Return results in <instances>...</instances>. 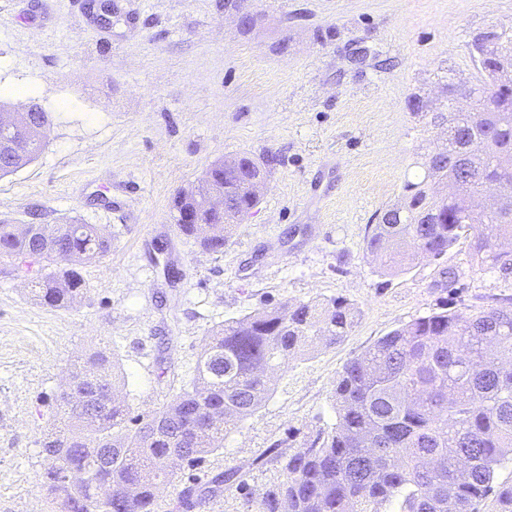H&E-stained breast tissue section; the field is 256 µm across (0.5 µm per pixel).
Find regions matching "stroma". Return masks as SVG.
<instances>
[{
	"label": "stroma",
	"instance_id": "1",
	"mask_svg": "<svg viewBox=\"0 0 512 512\" xmlns=\"http://www.w3.org/2000/svg\"><path fill=\"white\" fill-rule=\"evenodd\" d=\"M225 2L0 0V106L51 117L39 157L0 177V220H73L112 240L78 265L86 288L67 309L31 286L63 261L0 260V512H50L42 443L89 353L113 360L119 398L146 416L186 388L224 321L285 301L355 303L344 341L289 359L270 398L159 497L173 512L182 489L234 469L241 488L207 512H258L262 488L284 478L258 457L333 427L349 360L418 317L512 298V272L478 264L465 240L395 277L364 252L369 226L426 175L443 133L433 113L467 108L448 87L476 82L474 37L512 35V0ZM241 152L272 158L265 188L223 251L205 250L178 231L172 199ZM448 267L453 291L438 285Z\"/></svg>",
	"mask_w": 512,
	"mask_h": 512
}]
</instances>
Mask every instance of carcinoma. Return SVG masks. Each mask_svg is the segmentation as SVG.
<instances>
[{
	"label": "carcinoma",
	"mask_w": 512,
	"mask_h": 512,
	"mask_svg": "<svg viewBox=\"0 0 512 512\" xmlns=\"http://www.w3.org/2000/svg\"><path fill=\"white\" fill-rule=\"evenodd\" d=\"M480 79L470 112H440L448 142L426 161L428 175L448 177V155H464L469 173L453 190L435 196L425 182L406 186L404 207L386 211L373 225L366 258L384 276L410 269L418 256L438 258L460 239L481 264L512 271V39L484 33L475 40ZM15 135L0 125V176L35 160L42 142L30 138L26 156L14 160ZM268 170L255 158L237 155L211 165L205 176L173 199V210L199 214V224L180 232L207 250L224 248V229L258 203L254 183ZM497 189L499 204L470 209L480 190ZM231 203L224 223L200 208L212 190ZM112 242L93 224H26L21 230L0 221V258L58 255L77 262L104 258ZM45 304L69 308L83 293L72 270L35 282ZM355 323V306L341 296L281 303L224 322L212 331L197 359L190 387L162 409L137 420L129 407L104 399L99 376L116 383V364L99 352L74 374L81 397L63 393L56 417L62 428L46 434L44 483L52 512H156L154 490L176 468L220 447L224 436L270 396L269 372L318 346L341 342ZM336 424L319 431L292 453L268 448L286 473L284 481L259 493L261 512H478L494 497L493 512H512V485L496 483V472L512 463V302L472 315L432 312L381 337L350 360L333 391ZM137 421L136 426L129 422ZM112 461L98 480L112 500L89 488L68 490L64 472L91 467L99 449ZM216 475L203 496L189 489L180 507L202 506L234 481Z\"/></svg>",
	"instance_id": "1"
}]
</instances>
